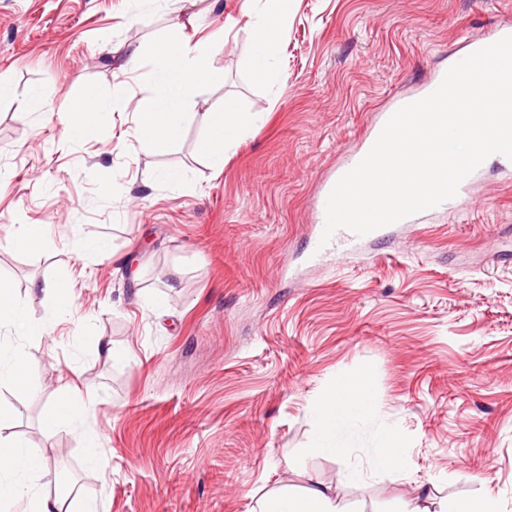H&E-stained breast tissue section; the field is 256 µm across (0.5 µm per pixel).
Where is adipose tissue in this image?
<instances>
[{"label": "adipose tissue", "mask_w": 512, "mask_h": 512, "mask_svg": "<svg viewBox=\"0 0 512 512\" xmlns=\"http://www.w3.org/2000/svg\"><path fill=\"white\" fill-rule=\"evenodd\" d=\"M294 0H244L243 10L250 19L252 34L250 69L260 81L272 75L271 59L276 43L288 24ZM152 83L154 94L139 114L141 137L159 147L176 141L191 120L189 110L201 91L216 80L209 63V47L189 44L181 38H164L153 46ZM116 102L87 95L76 100L70 108L66 123L70 135L91 137L102 128L108 112L116 109ZM251 122L248 113L240 111L233 100H225L222 111L213 113L208 136L201 150L210 165L223 167L228 152ZM55 302L51 317L31 319L17 297L10 279L0 277V327L14 334L15 340L0 353V387L30 391L31 381L26 376L25 342L34 336L50 335L55 320L67 314L73 305V294L68 284L54 288ZM95 400L94 393H81L71 386H63L51 408L43 415L41 426L53 434L64 429L79 432L83 440L84 465L99 467V444L96 433L85 425V417ZM373 412V396L369 377L337 378L325 398L316 406L315 417L319 427L318 451L334 456L345 451L343 440L349 428L367 419ZM50 473L46 456L13 435L0 434V503L23 500L26 512H99L95 498L82 495L66 500L59 494L42 489L43 480ZM257 512H346L332 494L323 487H314L305 495L280 493L261 497Z\"/></svg>", "instance_id": "adipose-tissue-1"}]
</instances>
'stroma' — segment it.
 <instances>
[{"label":"stroma","instance_id":"obj_1","mask_svg":"<svg viewBox=\"0 0 512 512\" xmlns=\"http://www.w3.org/2000/svg\"><path fill=\"white\" fill-rule=\"evenodd\" d=\"M241 7L0 0V276L36 319L51 313L47 287L74 284L69 315L26 342L35 391L0 393L22 412L13 432L101 512H251L316 483L349 512H404L420 493L437 512L490 488L512 512V166L486 165L453 213L304 261L323 181L379 113L447 71L469 38L512 23V0H295L268 84L251 77ZM218 31L221 81L175 143L144 144L151 45ZM89 92L122 105L99 135L69 136L64 118ZM228 98L253 124L217 171L200 145ZM22 224L46 225L45 243L15 251ZM96 237L113 257L73 251ZM100 339L126 360L99 357ZM365 373L374 415L345 456L313 452L328 386ZM65 382L96 396L97 471L79 433L40 426ZM383 427L402 464L372 475ZM354 469L362 481H348Z\"/></svg>","mask_w":512,"mask_h":512}]
</instances>
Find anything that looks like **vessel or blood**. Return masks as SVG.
Masks as SVG:
<instances>
[{
    "label": "vessel or blood",
    "mask_w": 512,
    "mask_h": 512,
    "mask_svg": "<svg viewBox=\"0 0 512 512\" xmlns=\"http://www.w3.org/2000/svg\"><path fill=\"white\" fill-rule=\"evenodd\" d=\"M337 181V176L328 177L315 203V224L308 254V259L312 262L333 253L346 255L357 252L368 244L380 242L387 234L386 228L383 227L364 236L356 235L351 230L341 228L333 233L329 242H322L321 237L326 225V202Z\"/></svg>",
    "instance_id": "1"
}]
</instances>
